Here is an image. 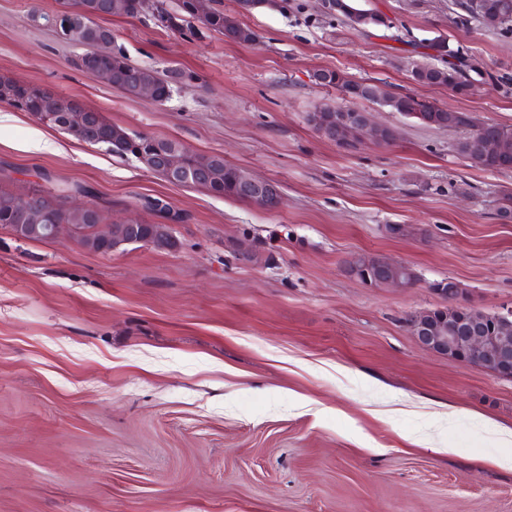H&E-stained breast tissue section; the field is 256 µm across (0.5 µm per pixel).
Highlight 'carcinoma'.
<instances>
[{
	"instance_id": "obj_1",
	"label": "carcinoma",
	"mask_w": 512,
	"mask_h": 512,
	"mask_svg": "<svg viewBox=\"0 0 512 512\" xmlns=\"http://www.w3.org/2000/svg\"><path fill=\"white\" fill-rule=\"evenodd\" d=\"M486 5L479 11L466 7V0H459L458 6L464 11L461 19L475 20L489 29H506L512 26V0H485ZM57 7L50 13L41 12L36 18L51 22V28L62 38L78 45L87 46L90 51L79 58V66L90 72L109 73V85L131 96L136 84L142 79L152 80L157 88L156 102L165 103L175 90L184 84L185 75L172 72L163 77L152 67L135 66L128 62L121 48L109 53H97L93 48L100 44L112 43V30L100 25L97 19L104 16L138 17L150 15L158 26L179 34L197 33L192 21L200 22L209 31L218 32L230 41L251 43L255 41V32L224 14V11L205 6L204 16L197 15L199 0H176L175 6L168 9L166 3L155 4L150 0H56ZM336 14L345 18L353 27H385L386 19L378 12L358 7L356 0H342ZM414 76L421 84L446 86L456 95H463V89L470 84L465 74V65L448 64L437 67L429 64L414 67ZM314 79L321 85H334L346 90L351 97L359 100L380 102L394 112L410 116L419 123L433 126L445 124L449 128H477L482 123L469 112L450 111L440 108L428 100L409 94L396 95L371 84L359 91L360 82L347 78L337 71H316ZM47 93L12 81H0V101L13 108L27 112L39 120L43 116L42 101ZM52 126L61 130L80 127L85 131L86 143L106 147L118 155H131L140 160L147 169L152 170L150 161L141 159L147 153L144 143H152V149L167 152L182 148L174 140L155 139L144 134H130L125 129L110 123L105 116L88 107L76 103H67L62 116L52 120ZM460 154L472 166L484 171L501 172L512 170V150L506 154L490 155L483 152L481 145L466 137L459 145ZM211 164L220 170L216 179L204 182L197 180L195 168L197 158L191 153L186 159V167L177 178L180 186L205 190L218 197H228L239 201L246 198L238 193V175L243 169L224 163V157L211 156ZM64 193L34 190L21 197L10 192H0V226L13 227L15 224H63L67 227H88L99 223L98 214L85 207H67L63 204ZM145 209L159 218L174 223L181 220L170 203L155 197L144 203Z\"/></svg>"
}]
</instances>
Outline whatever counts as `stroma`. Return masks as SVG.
<instances>
[{
  "instance_id": "35a3bbf8",
  "label": "stroma",
  "mask_w": 512,
  "mask_h": 512,
  "mask_svg": "<svg viewBox=\"0 0 512 512\" xmlns=\"http://www.w3.org/2000/svg\"><path fill=\"white\" fill-rule=\"evenodd\" d=\"M256 34L186 38L152 17H108L131 64L191 73L158 103L78 66L83 46L32 18L55 0H0V79L175 140L277 187L263 209L165 181L0 102V189L89 186L106 222L162 196L184 216L172 251L109 253L71 233L26 241L0 226V512H512V378L421 348L410 320L467 304L512 307V171L472 167L466 132L421 125L316 84L338 70L512 128V30L460 22L457 0H359V31L326 0L285 11L211 0ZM446 38L476 84H418ZM374 113L388 145L342 148L316 107ZM52 152L30 150L38 138ZM405 226L402 235L392 226ZM355 255L409 264L412 288L352 277ZM356 0H342L340 9L335 8L336 14L345 18L354 28L386 27V19L378 12L360 9Z\"/></svg>"
}]
</instances>
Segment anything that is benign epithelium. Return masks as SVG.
<instances>
[{"mask_svg": "<svg viewBox=\"0 0 512 512\" xmlns=\"http://www.w3.org/2000/svg\"><path fill=\"white\" fill-rule=\"evenodd\" d=\"M326 125L336 129L341 145L358 144L368 140L379 143L376 130L381 124L374 113L357 109H343L327 117ZM159 170L171 177L181 171L183 156L173 150L156 158ZM240 190L257 206L268 209L280 205L277 189L268 181L246 175L239 183ZM352 275L365 284L370 283L366 272L373 271L380 286L385 288H412L416 285L412 268L404 263L383 258L357 255L350 259ZM448 298L449 309H437L414 319L412 334L417 343L431 352L445 355L453 361L478 365L503 377H512V336H498L484 311L464 303L463 294L453 282L440 289Z\"/></svg>", "mask_w": 512, "mask_h": 512, "instance_id": "1", "label": "benign epithelium"}]
</instances>
